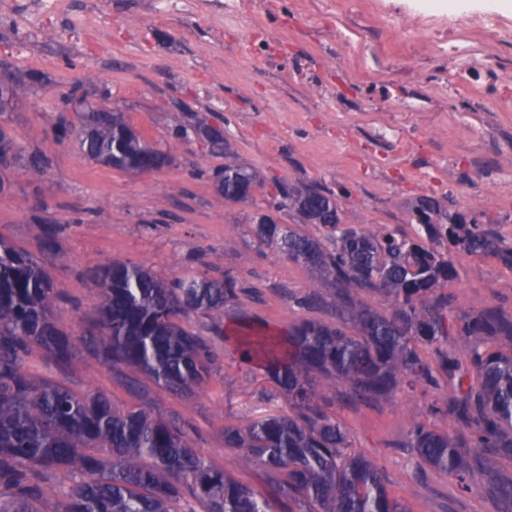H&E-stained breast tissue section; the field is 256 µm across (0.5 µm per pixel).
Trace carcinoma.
Returning a JSON list of instances; mask_svg holds the SVG:
<instances>
[{"instance_id":"1","label":"carcinoma","mask_w":512,"mask_h":512,"mask_svg":"<svg viewBox=\"0 0 512 512\" xmlns=\"http://www.w3.org/2000/svg\"><path fill=\"white\" fill-rule=\"evenodd\" d=\"M18 84L0 82V112L13 109ZM78 81L60 98V111L77 105L76 120L60 118L55 139L75 137L91 160L145 173L173 162L170 151L138 133L125 113L88 98ZM195 117L177 127L174 140L202 138L224 150V136ZM18 153L0 128V166ZM210 178L226 201H248L257 175L229 157ZM267 205L296 213L303 224L326 230L324 238L285 224L258 222V240L278 255L321 277L296 298L307 309L326 304L335 290L338 323L302 320L280 336L250 325L237 339L246 358L262 364L295 413L268 414L224 427V446L238 448L264 468L267 486L287 512H408L388 490L379 466L349 452L343 424L324 409L325 393L375 404L392 394L448 385V401L436 414L452 428L414 421L399 447L429 468L457 477L464 488L485 476L495 458H512V311L492 302L476 313L451 310L448 282L457 278L453 254L494 257L512 267V243L475 218L453 210L450 198L420 197L412 205L419 234L410 238L384 224L345 226L342 204L327 188L280 181ZM101 293L93 328L73 335L53 319L58 294L39 260L0 239V512H179L191 501L203 512H273L255 488L237 482L194 447L185 423L142 407L118 408L100 390L77 393L25 370L35 349L47 363L67 370L83 348L112 370L129 394L146 382L192 395L210 377L212 357L203 339L184 324L201 313L220 321L244 289L230 274L164 280L141 266L108 260L93 273ZM379 296L381 313L358 298ZM350 321L356 334L343 328ZM454 336L461 349L431 363L421 351ZM66 472L73 484L56 487ZM488 495L495 512H512V474L494 471Z\"/></svg>"}]
</instances>
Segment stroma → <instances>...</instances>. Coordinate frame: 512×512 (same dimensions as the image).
<instances>
[{
  "mask_svg": "<svg viewBox=\"0 0 512 512\" xmlns=\"http://www.w3.org/2000/svg\"><path fill=\"white\" fill-rule=\"evenodd\" d=\"M224 0H193L190 10L170 0H67L48 14L43 0H0V69L15 77L39 71L47 85L22 88L14 111L0 114L23 154L47 159L43 174L0 167V238L39 255L43 227H58V251L46 270L58 292L54 317L63 329L89 328L100 294L91 274L117 259L164 279L231 274L259 287L225 309L222 324L203 314L187 325L209 345L211 378L191 396L152 387L142 404L154 414L178 415L196 430L195 445L226 475L265 490L261 467L224 445L223 429L264 413H292L263 367L241 361L226 332L237 314L265 321L276 333L303 319L332 321L329 309L296 303L313 271L259 244L253 219L276 180L318 183L340 194L347 225L385 224L416 237L410 207L424 196L421 177L448 190L462 210L481 213L485 228L512 238V106L492 80L457 79L445 53L426 38L399 42L383 16L426 14L424 0H334L331 13L310 14L295 27L299 0H280L266 18L272 35L288 40L287 61L242 57L232 45L250 22L223 26ZM486 0H465L445 16L456 22L472 55H491L498 77L512 79V40L473 31L468 20ZM363 13L362 41L333 37L334 16ZM91 80L108 90L106 106L126 112L133 127L169 148L171 165L127 173L90 160L75 140L55 141L62 92ZM224 132L227 154L196 139L175 141L172 131L189 113ZM397 122L414 136L403 162L375 137ZM232 155L257 173L253 200L227 201L207 177ZM448 285L454 311H478L491 301L512 310V267L497 259L459 254ZM77 391L103 390L121 406L135 400L96 357L79 353L68 378ZM352 449L381 467L393 497L409 512H491L483 486L462 490L457 479L422 471L398 446L409 420L435 424L446 385L396 393L375 405L346 406L328 391Z\"/></svg>",
  "mask_w": 512,
  "mask_h": 512,
  "instance_id": "35a3bbf8",
  "label": "stroma"
}]
</instances>
